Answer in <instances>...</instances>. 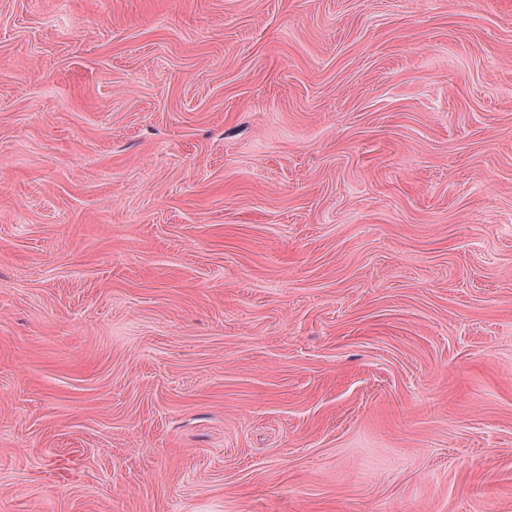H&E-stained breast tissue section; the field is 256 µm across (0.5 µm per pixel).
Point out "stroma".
Wrapping results in <instances>:
<instances>
[{"mask_svg":"<svg viewBox=\"0 0 512 512\" xmlns=\"http://www.w3.org/2000/svg\"><path fill=\"white\" fill-rule=\"evenodd\" d=\"M0 512H512V0H0Z\"/></svg>","mask_w":512,"mask_h":512,"instance_id":"obj_1","label":"stroma"}]
</instances>
